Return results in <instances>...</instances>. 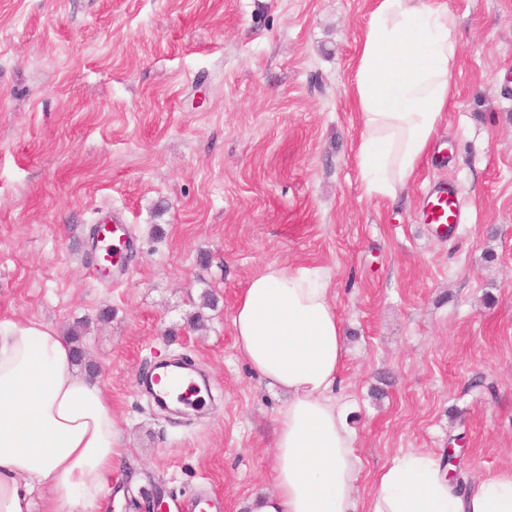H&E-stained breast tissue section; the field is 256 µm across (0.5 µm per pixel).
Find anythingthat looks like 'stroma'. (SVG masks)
Here are the masks:
<instances>
[{"label":"stroma","mask_w":512,"mask_h":512,"mask_svg":"<svg viewBox=\"0 0 512 512\" xmlns=\"http://www.w3.org/2000/svg\"><path fill=\"white\" fill-rule=\"evenodd\" d=\"M447 3V118L389 200L356 160L371 0H0V318L80 332L128 448L104 512L157 495L249 512L271 492L285 397L233 317L273 261L331 288L358 499L387 461L453 441L458 481L512 468V0ZM448 184L464 218L443 237L423 206ZM115 212L134 241L117 286L90 236ZM173 358L208 405L142 391Z\"/></svg>","instance_id":"stroma-1"}]
</instances>
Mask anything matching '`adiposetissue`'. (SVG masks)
<instances>
[{
  "instance_id": "ef3b65f1",
  "label": "adipose tissue",
  "mask_w": 512,
  "mask_h": 512,
  "mask_svg": "<svg viewBox=\"0 0 512 512\" xmlns=\"http://www.w3.org/2000/svg\"><path fill=\"white\" fill-rule=\"evenodd\" d=\"M457 22L446 0H373L353 87L367 196L395 197L428 153L453 94ZM233 325L240 355L286 397L274 490L252 512H512V470L462 488L420 452L383 465L358 500L356 436L335 396L346 339L318 268L266 264ZM126 454L112 401L74 365L71 341L40 322L0 321V512H98Z\"/></svg>"
}]
</instances>
